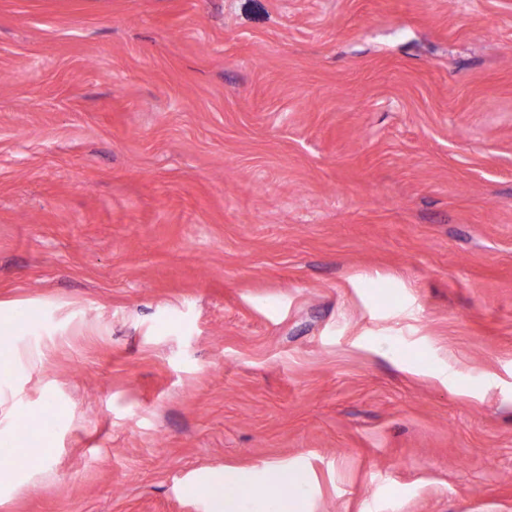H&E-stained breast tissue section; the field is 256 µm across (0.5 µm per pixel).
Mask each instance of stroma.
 I'll use <instances>...</instances> for the list:
<instances>
[{
	"mask_svg": "<svg viewBox=\"0 0 512 512\" xmlns=\"http://www.w3.org/2000/svg\"><path fill=\"white\" fill-rule=\"evenodd\" d=\"M0 512H512V0H0ZM267 472L260 484L252 485L244 475L224 469V475L216 478L220 485L224 482V500L217 501L216 512L223 509L225 512L283 511L280 509L281 504L288 503V498L296 496L301 481L298 477H288L277 469L269 468ZM263 487L265 490L261 491ZM255 499L265 502V510H253Z\"/></svg>",
	"mask_w": 512,
	"mask_h": 512,
	"instance_id": "35a3bbf8",
	"label": "stroma"
}]
</instances>
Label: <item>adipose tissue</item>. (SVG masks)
<instances>
[{
  "instance_id": "1",
  "label": "adipose tissue",
  "mask_w": 512,
  "mask_h": 512,
  "mask_svg": "<svg viewBox=\"0 0 512 512\" xmlns=\"http://www.w3.org/2000/svg\"><path fill=\"white\" fill-rule=\"evenodd\" d=\"M224 497L219 500V512H254V500H263L266 508L264 512H279L281 504L296 496L301 485L299 478L283 474L279 470L269 469L261 487L248 485L244 475L233 471L225 472Z\"/></svg>"
}]
</instances>
